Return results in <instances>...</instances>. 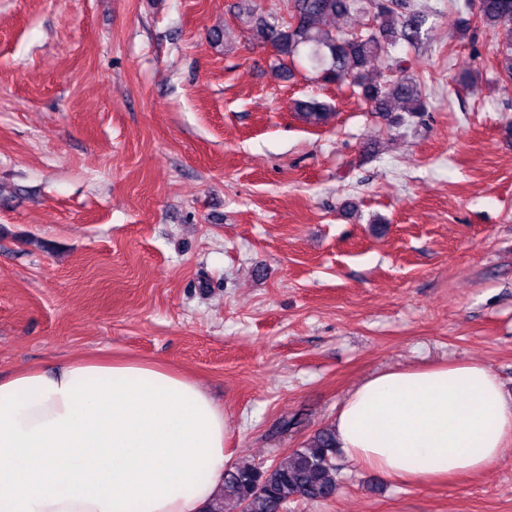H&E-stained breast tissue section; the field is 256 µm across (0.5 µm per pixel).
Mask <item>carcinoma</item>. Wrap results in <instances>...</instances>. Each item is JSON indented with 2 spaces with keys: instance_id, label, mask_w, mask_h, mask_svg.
Masks as SVG:
<instances>
[{
  "instance_id": "1",
  "label": "carcinoma",
  "mask_w": 512,
  "mask_h": 512,
  "mask_svg": "<svg viewBox=\"0 0 512 512\" xmlns=\"http://www.w3.org/2000/svg\"><path fill=\"white\" fill-rule=\"evenodd\" d=\"M479 22L512 33V0H478ZM290 20L277 14L256 21L255 36L271 45L283 70L303 58L327 83H346L352 95L372 111L427 110L424 83L404 74L402 61L391 55L400 43L422 41L425 10L417 0H287ZM371 16L366 29L331 27L340 17ZM380 57L390 61V74L369 77L368 64ZM294 111L306 124L320 127L334 117L331 108L315 100H298ZM336 437L332 427L319 430L302 448L269 465L236 464L224 473L222 494L205 512H288L299 499L324 501L336 496Z\"/></svg>"
}]
</instances>
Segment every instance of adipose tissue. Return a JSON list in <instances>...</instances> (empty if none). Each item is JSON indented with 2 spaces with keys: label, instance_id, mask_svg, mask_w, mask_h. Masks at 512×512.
Returning <instances> with one entry per match:
<instances>
[{
  "label": "adipose tissue",
  "instance_id": "ef3b65f1",
  "mask_svg": "<svg viewBox=\"0 0 512 512\" xmlns=\"http://www.w3.org/2000/svg\"><path fill=\"white\" fill-rule=\"evenodd\" d=\"M394 481L476 475L512 447V400L479 362L374 374L331 422ZM223 410L158 363L76 358L0 377V512H204L233 453Z\"/></svg>",
  "mask_w": 512,
  "mask_h": 512
}]
</instances>
